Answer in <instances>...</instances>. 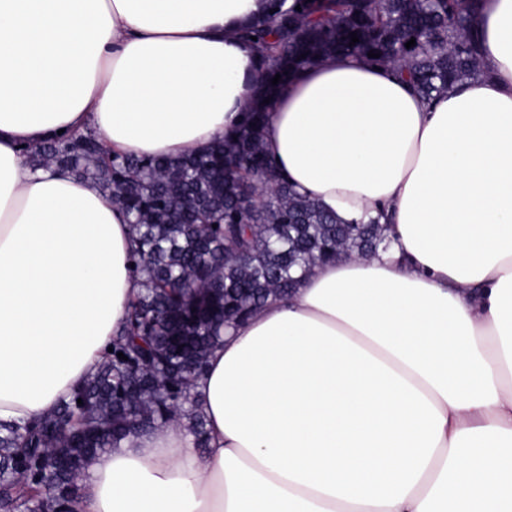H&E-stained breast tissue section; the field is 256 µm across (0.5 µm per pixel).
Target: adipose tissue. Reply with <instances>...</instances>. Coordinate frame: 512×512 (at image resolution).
Wrapping results in <instances>:
<instances>
[{
    "label": "adipose tissue",
    "instance_id": "ef3b65f1",
    "mask_svg": "<svg viewBox=\"0 0 512 512\" xmlns=\"http://www.w3.org/2000/svg\"><path fill=\"white\" fill-rule=\"evenodd\" d=\"M264 0H0V421L95 372L141 284L111 192L28 148L94 132L177 158L232 136ZM484 73L425 101L323 59L264 143L300 194L389 249L316 263L226 331L187 419L99 453L78 512H512V0H482Z\"/></svg>",
    "mask_w": 512,
    "mask_h": 512
}]
</instances>
